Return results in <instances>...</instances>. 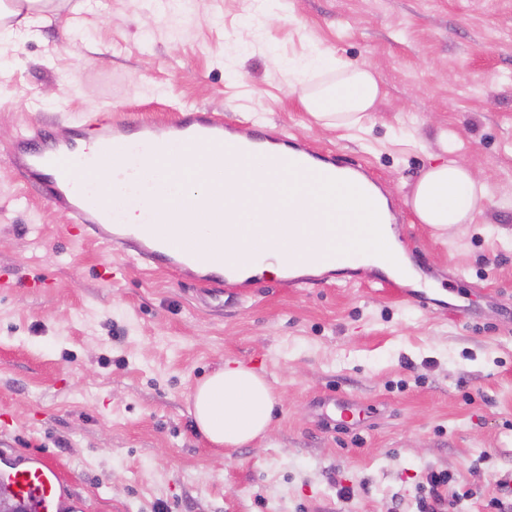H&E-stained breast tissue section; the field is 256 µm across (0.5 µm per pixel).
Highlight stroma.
<instances>
[{
	"instance_id": "1",
	"label": "stroma",
	"mask_w": 512,
	"mask_h": 512,
	"mask_svg": "<svg viewBox=\"0 0 512 512\" xmlns=\"http://www.w3.org/2000/svg\"><path fill=\"white\" fill-rule=\"evenodd\" d=\"M327 52L381 82L359 126H321L290 91ZM195 108L366 169L436 305L372 292L367 268L208 295L189 269L75 241L9 159L24 134ZM449 157L488 198L439 236L404 199ZM227 362L276 396L267 435L237 448L191 414ZM331 395L359 421L326 425ZM28 457L59 465L71 512H422L431 472L449 476L439 512L512 501V0H70L0 35V466Z\"/></svg>"
}]
</instances>
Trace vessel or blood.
I'll return each instance as SVG.
<instances>
[{"instance_id": "1", "label": "vessel or blood", "mask_w": 512, "mask_h": 512, "mask_svg": "<svg viewBox=\"0 0 512 512\" xmlns=\"http://www.w3.org/2000/svg\"><path fill=\"white\" fill-rule=\"evenodd\" d=\"M96 137L100 142L96 155L80 153L72 140L33 147L21 144L14 160L40 175L44 194L63 206L77 239L130 247L138 258L173 271L202 260L188 226L168 229L156 222V207L168 205L177 194L170 180H157L154 172L179 169L181 150L200 147L214 155L258 152L269 166L292 170L306 181L331 178L336 173L334 158L315 157L302 145L290 152H270L262 136L247 144L237 142L229 124L200 110L161 123L129 126L103 122ZM112 155L125 161V170L116 180L102 165L103 158ZM128 205L140 206L142 223H124L123 210ZM0 482L8 484L36 512H60L63 480L53 461L38 458L11 465L0 472Z\"/></svg>"}]
</instances>
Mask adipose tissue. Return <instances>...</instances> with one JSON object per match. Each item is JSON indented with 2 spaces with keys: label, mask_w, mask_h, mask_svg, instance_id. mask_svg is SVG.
Returning <instances> with one entry per match:
<instances>
[{
  "label": "adipose tissue",
  "mask_w": 512,
  "mask_h": 512,
  "mask_svg": "<svg viewBox=\"0 0 512 512\" xmlns=\"http://www.w3.org/2000/svg\"><path fill=\"white\" fill-rule=\"evenodd\" d=\"M65 0H0V22L29 27L35 18L56 13ZM317 69L329 81L311 84L305 71L294 74L292 88L305 111L326 126H356L368 118L381 86L367 67L326 54ZM487 198L486 184L463 163L446 160L429 166L415 183L406 204L420 223L444 232L474 223ZM275 397L267 379L243 366H224L199 384L192 394V415L199 431L214 445L236 447L268 430Z\"/></svg>",
  "instance_id": "obj_1"
}]
</instances>
